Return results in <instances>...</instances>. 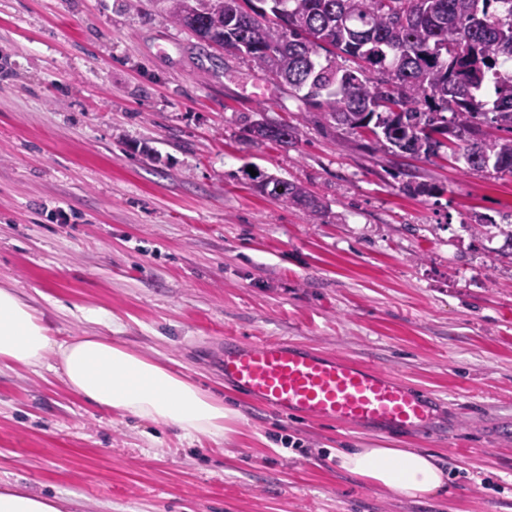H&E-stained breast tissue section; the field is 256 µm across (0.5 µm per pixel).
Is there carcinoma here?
Returning a JSON list of instances; mask_svg holds the SVG:
<instances>
[{"mask_svg":"<svg viewBox=\"0 0 512 512\" xmlns=\"http://www.w3.org/2000/svg\"><path fill=\"white\" fill-rule=\"evenodd\" d=\"M200 41L244 54L301 94L324 120L367 129L388 152L428 159L463 149L468 168L512 173V0H162ZM346 63L320 60L326 47ZM490 124L508 137L480 135ZM255 141L288 144L297 129L262 119ZM258 192L323 213L306 187L274 175Z\"/></svg>","mask_w":512,"mask_h":512,"instance_id":"1","label":"carcinoma"}]
</instances>
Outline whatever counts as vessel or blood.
I'll list each match as a JSON object with an SVG mask.
<instances>
[{
    "mask_svg": "<svg viewBox=\"0 0 512 512\" xmlns=\"http://www.w3.org/2000/svg\"><path fill=\"white\" fill-rule=\"evenodd\" d=\"M226 382L274 412L388 432L420 431L434 419L430 397L350 358L285 340L224 339Z\"/></svg>",
    "mask_w": 512,
    "mask_h": 512,
    "instance_id": "1",
    "label": "vessel or blood"
}]
</instances>
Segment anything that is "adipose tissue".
<instances>
[{
	"label": "adipose tissue",
	"instance_id": "adipose-tissue-1",
	"mask_svg": "<svg viewBox=\"0 0 512 512\" xmlns=\"http://www.w3.org/2000/svg\"><path fill=\"white\" fill-rule=\"evenodd\" d=\"M56 358L67 388L121 416L180 429L185 436L227 437L234 409L159 360L106 336L58 341L14 288L0 286V367H42ZM340 469L410 499L446 495L448 476L429 453L412 448H339ZM65 499L22 488L0 491V512H65Z\"/></svg>",
	"mask_w": 512,
	"mask_h": 512
}]
</instances>
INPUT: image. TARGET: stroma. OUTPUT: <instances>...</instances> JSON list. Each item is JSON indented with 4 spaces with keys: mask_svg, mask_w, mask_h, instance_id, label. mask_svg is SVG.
Returning a JSON list of instances; mask_svg holds the SVG:
<instances>
[{
    "mask_svg": "<svg viewBox=\"0 0 512 512\" xmlns=\"http://www.w3.org/2000/svg\"><path fill=\"white\" fill-rule=\"evenodd\" d=\"M260 112L298 140L251 143ZM255 171L305 186L322 216L257 193ZM411 179L434 194H405ZM511 225L512 173L314 122L162 0H0V284L58 340L109 337L239 414L198 441L4 368L0 484L78 512H512ZM227 334L385 371L435 396L433 426L284 418L225 382ZM367 447L436 454L447 495L410 500L329 456Z\"/></svg>",
    "mask_w": 512,
    "mask_h": 512,
    "instance_id": "obj_1",
    "label": "stroma"
}]
</instances>
